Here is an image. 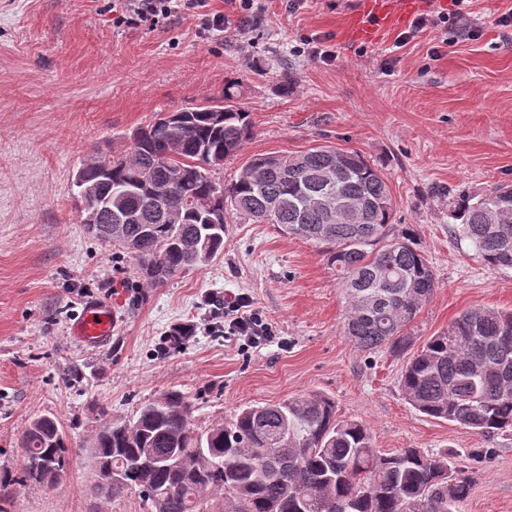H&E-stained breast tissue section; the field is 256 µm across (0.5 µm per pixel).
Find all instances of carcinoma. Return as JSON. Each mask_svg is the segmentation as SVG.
<instances>
[{
	"label": "carcinoma",
	"instance_id": "obj_1",
	"mask_svg": "<svg viewBox=\"0 0 512 512\" xmlns=\"http://www.w3.org/2000/svg\"><path fill=\"white\" fill-rule=\"evenodd\" d=\"M238 98L228 84L219 104L157 114L131 134L130 152L87 159L75 174L87 232L133 259L141 281L155 286L223 253L227 213L277 224L330 246L343 336L363 351L407 348L437 281L409 235H389L395 199L383 171L354 150L317 146L255 155L231 182L216 180L253 134ZM158 190L183 201L178 222ZM448 198L456 230L489 265L512 269V187ZM120 216L130 221L111 239L105 227ZM400 386L429 417L482 433L512 428V310L460 313L409 358ZM191 408L172 389L134 418L102 426L89 443L96 463L122 471L105 500L134 491L154 512H459L470 494L448 451L380 454L368 428L337 417L324 395L249 406L205 431L194 428ZM22 445L21 480L52 483L71 439L43 415Z\"/></svg>",
	"mask_w": 512,
	"mask_h": 512
}]
</instances>
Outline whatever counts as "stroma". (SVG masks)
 Masks as SVG:
<instances>
[{"label": "stroma", "mask_w": 512, "mask_h": 512, "mask_svg": "<svg viewBox=\"0 0 512 512\" xmlns=\"http://www.w3.org/2000/svg\"><path fill=\"white\" fill-rule=\"evenodd\" d=\"M364 0H308L284 12L265 0L258 27L204 38L188 14L164 28L115 26L112 0H0V471L21 473V436L40 415L72 446L55 484L24 482L7 512H151L138 494L93 490L88 443L106 419L134 417L177 389L199 430L240 409L317 393L363 421L389 453L447 450L471 485L460 512H512V431L487 434L416 411L400 386L411 350L462 311L512 308V270L487 264L448 222L445 189L481 195L512 183V0H468L472 38L431 29L398 45L400 27L367 40L351 27ZM328 38L325 64L295 56L300 36ZM237 84L252 138L220 172L252 156L317 145L355 150L382 168L396 209L437 279L410 327V351L359 350L341 333L344 300L325 245L274 224L229 217L224 251L145 287L133 260L85 231L73 179L90 155L127 153L157 113L195 107ZM245 292L277 336L225 339L215 300ZM95 302L110 303L109 343L69 334ZM193 333L170 348L172 327Z\"/></svg>", "instance_id": "1"}]
</instances>
